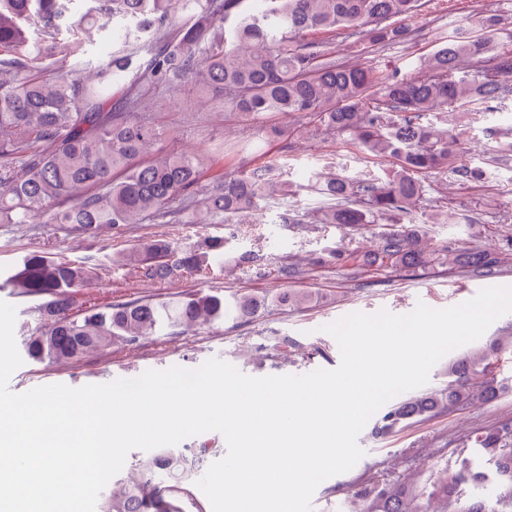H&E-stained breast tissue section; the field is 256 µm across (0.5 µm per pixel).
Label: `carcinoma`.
<instances>
[{"label": "carcinoma", "instance_id": "1", "mask_svg": "<svg viewBox=\"0 0 512 512\" xmlns=\"http://www.w3.org/2000/svg\"><path fill=\"white\" fill-rule=\"evenodd\" d=\"M263 2L253 10L248 0H0V75H12L0 78V224H26L36 213L87 235L102 226L193 224L201 213L207 224H226L276 192L288 196V185L275 181L270 167L224 169L222 146L205 157L173 150L147 159L163 130L137 113L146 99L134 86L171 85L193 75L224 94V110L247 120L308 114L313 131L347 135L373 157L395 159L396 168L383 176L322 173L317 189L328 203L315 223L358 230L387 225L373 251L334 252L337 263L356 272L426 265L419 229L404 223L427 205L431 184L422 176L477 187L487 167L512 160V142L505 141L485 165L467 162L461 152L471 128L450 134L428 120L512 103V49L495 50L498 42L512 41L503 18L484 16L476 27L442 37L421 61V75L408 78L340 61L334 44L341 35L359 36L374 50L404 42L408 21L425 0ZM93 29L106 38L120 34L124 47L105 65L88 61L86 77L53 71L58 56L88 54L86 35ZM226 244L222 236H207L180 245L160 233L111 262L139 281L207 277L224 270ZM453 262L487 273L500 257L461 249ZM96 270L36 251L0 282V290L35 302L45 317L44 330L22 340L29 360L67 362L114 345L134 350L158 333L176 338L189 327L244 324L273 306L298 311L313 302L305 291L227 299L216 288L172 301L113 300L77 313L78 295ZM505 359H512V331L449 359L448 385L389 406L377 433L391 435L497 398L504 386L495 371ZM473 443L485 464L462 458L431 484L408 476L369 479L349 492L347 512H512V421L478 430ZM212 452L207 442L156 450L112 483L100 512H182ZM465 485L493 486L496 507L464 498Z\"/></svg>", "mask_w": 512, "mask_h": 512}]
</instances>
